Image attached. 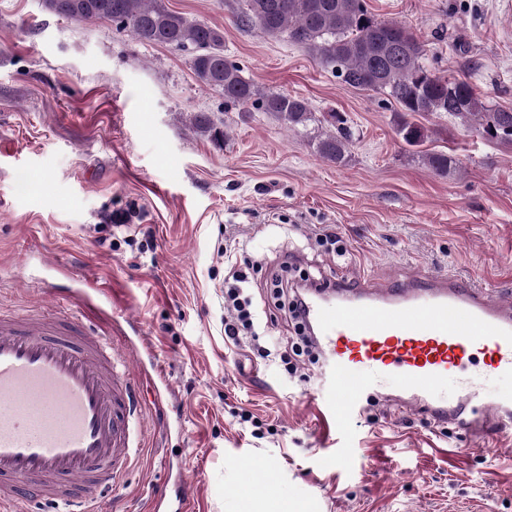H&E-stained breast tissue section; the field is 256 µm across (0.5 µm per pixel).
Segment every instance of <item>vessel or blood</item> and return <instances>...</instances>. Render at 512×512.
Returning a JSON list of instances; mask_svg holds the SVG:
<instances>
[{
    "instance_id": "b4317fda",
    "label": "vessel or blood",
    "mask_w": 512,
    "mask_h": 512,
    "mask_svg": "<svg viewBox=\"0 0 512 512\" xmlns=\"http://www.w3.org/2000/svg\"><path fill=\"white\" fill-rule=\"evenodd\" d=\"M309 288L304 318L334 392L318 408L322 424L359 410L389 381L390 404L432 427L478 438L512 429V399L487 406L464 375L478 360L485 373L512 376V294L439 272L380 288L332 279ZM451 379L457 401L439 402ZM139 412L138 381L118 368L109 341L68 315H1L0 512L28 497L98 512L100 487L115 485L135 459ZM172 500L188 512L185 483L158 487L154 512Z\"/></svg>"
}]
</instances>
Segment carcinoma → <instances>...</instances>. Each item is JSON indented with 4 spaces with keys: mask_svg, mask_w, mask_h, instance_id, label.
Instances as JSON below:
<instances>
[{
    "mask_svg": "<svg viewBox=\"0 0 512 512\" xmlns=\"http://www.w3.org/2000/svg\"><path fill=\"white\" fill-rule=\"evenodd\" d=\"M43 5L49 13L71 21L114 24L143 44L192 50L197 81L224 93L225 106L251 104L293 130L325 123L328 129L314 136L317 154L331 163L345 160L351 134L344 119L334 112L316 117L308 101L297 95L270 92L256 97L240 66L224 56L221 29L188 20L164 0H43ZM236 21L308 47L320 65L346 86L393 100L403 112L398 132L409 146L425 138L424 128L410 118L442 113L488 138L512 144V108L488 106L469 81L429 69L414 33L375 18L364 0H244ZM190 124L213 140L226 136L205 112L193 114ZM424 161L438 175L458 166L444 152L428 153Z\"/></svg>",
    "mask_w": 512,
    "mask_h": 512,
    "instance_id": "cac0c4a2",
    "label": "carcinoma"
}]
</instances>
